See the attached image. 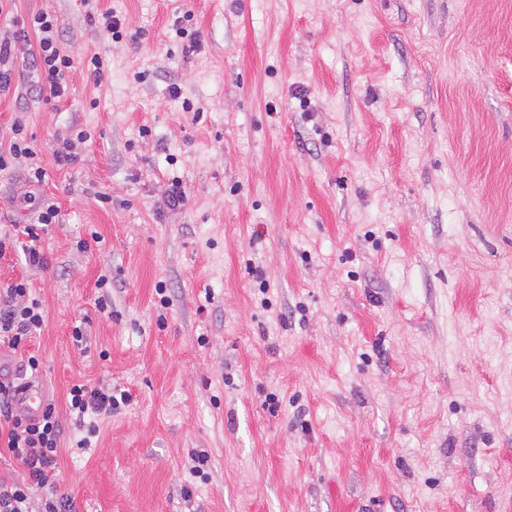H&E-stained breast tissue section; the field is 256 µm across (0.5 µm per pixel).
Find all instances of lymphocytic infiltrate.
Returning <instances> with one entry per match:
<instances>
[{
	"instance_id": "f902f5d3",
	"label": "lymphocytic infiltrate",
	"mask_w": 512,
	"mask_h": 512,
	"mask_svg": "<svg viewBox=\"0 0 512 512\" xmlns=\"http://www.w3.org/2000/svg\"><path fill=\"white\" fill-rule=\"evenodd\" d=\"M28 28L36 37L33 58L39 73L37 95L48 103L67 98L72 91L70 75L74 60L60 47L56 18L46 12L36 13L31 16ZM20 162L28 167L32 181H43L45 170L41 160L28 142L24 123L18 119L12 125L8 144L0 145V171ZM44 321L43 305L31 296L25 280L0 289V345L18 349L42 328ZM20 389V384L0 378V421L7 426L6 446L25 469L22 481L0 480V512H75L74 501L66 494L54 493L38 503L33 500V490L52 483L63 427L50 402L39 417L22 414L16 405ZM129 399L130 394L125 390L73 384L67 393L69 411L85 431L77 440V447H89L99 432V420L111 416Z\"/></svg>"
}]
</instances>
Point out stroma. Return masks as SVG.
<instances>
[{
    "label": "stroma",
    "mask_w": 512,
    "mask_h": 512,
    "mask_svg": "<svg viewBox=\"0 0 512 512\" xmlns=\"http://www.w3.org/2000/svg\"><path fill=\"white\" fill-rule=\"evenodd\" d=\"M37 11L78 65L42 101L19 43L0 95V142L22 119L47 172H0V226L59 209L0 256L46 311L0 376L40 360L54 490L77 512H512V0H14L0 31ZM71 128L90 138L60 168ZM79 380L132 395L85 450ZM36 212L38 214L33 224H14L18 233L31 238L32 241H36L39 238V234L36 232L38 225L36 224H55L59 215L58 208L54 204L39 207Z\"/></svg>",
    "instance_id": "obj_1"
}]
</instances>
